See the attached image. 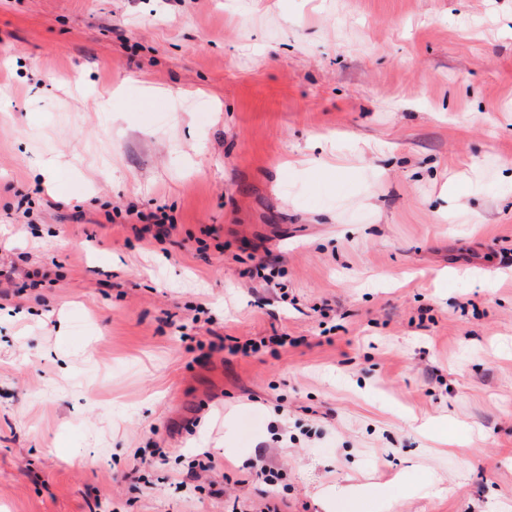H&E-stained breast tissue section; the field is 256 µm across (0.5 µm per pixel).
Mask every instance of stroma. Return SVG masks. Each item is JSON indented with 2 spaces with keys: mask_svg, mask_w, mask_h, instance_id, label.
<instances>
[{
  "mask_svg": "<svg viewBox=\"0 0 512 512\" xmlns=\"http://www.w3.org/2000/svg\"><path fill=\"white\" fill-rule=\"evenodd\" d=\"M507 253L512 0H0V512H512ZM290 343H294V339H288V336H268L262 337L259 340L250 338L244 342L235 341L233 345L229 346L228 350L232 353H243L248 355L250 353H258L263 350H269L270 352L276 351L277 348L284 347Z\"/></svg>",
  "mask_w": 512,
  "mask_h": 512,
  "instance_id": "obj_1",
  "label": "stroma"
}]
</instances>
